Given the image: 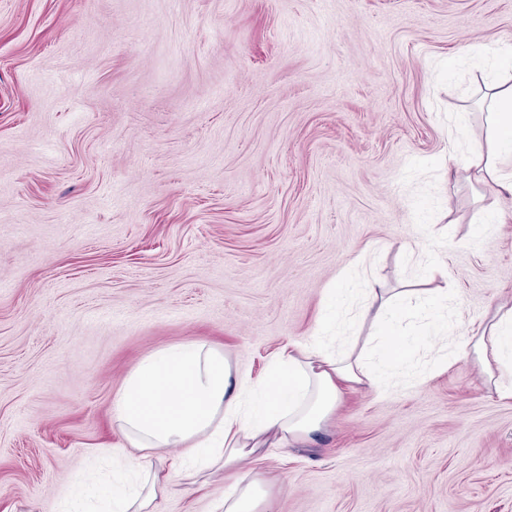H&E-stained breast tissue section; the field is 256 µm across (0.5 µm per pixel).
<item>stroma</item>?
I'll return each instance as SVG.
<instances>
[{
  "label": "stroma",
  "instance_id": "1",
  "mask_svg": "<svg viewBox=\"0 0 512 512\" xmlns=\"http://www.w3.org/2000/svg\"><path fill=\"white\" fill-rule=\"evenodd\" d=\"M480 44L512 0H0V512L112 493L143 358L207 338L260 376L356 257L398 290L441 257L458 336L511 302L512 197L440 165L455 113L484 130ZM245 466L275 512H512V400L462 358Z\"/></svg>",
  "mask_w": 512,
  "mask_h": 512
}]
</instances>
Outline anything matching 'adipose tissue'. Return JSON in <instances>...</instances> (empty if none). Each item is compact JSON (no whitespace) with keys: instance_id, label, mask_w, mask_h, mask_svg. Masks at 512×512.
Instances as JSON below:
<instances>
[{"instance_id":"ef3b65f1","label":"adipose tissue","mask_w":512,"mask_h":512,"mask_svg":"<svg viewBox=\"0 0 512 512\" xmlns=\"http://www.w3.org/2000/svg\"><path fill=\"white\" fill-rule=\"evenodd\" d=\"M485 89V140L448 173L512 195V83L495 81ZM340 294L328 289L308 339L279 348L259 378L205 338L142 359L110 406L127 447L122 459L140 476L138 490L121 497L115 512H158L179 482L203 485L218 470L234 480L215 512H273L284 480L240 473L242 461L265 448L308 442L330 426L345 390L381 391L389 369L412 354L408 340L386 329L398 294L374 285L364 291L363 316L382 330V361L370 364L366 351L353 347L335 352ZM469 343L496 395L512 398V306L499 305L490 323L474 326ZM172 447L183 449L189 468L143 467L140 453L159 456Z\"/></svg>"}]
</instances>
